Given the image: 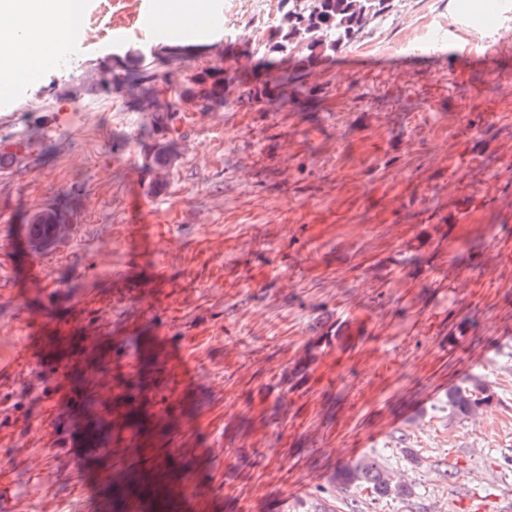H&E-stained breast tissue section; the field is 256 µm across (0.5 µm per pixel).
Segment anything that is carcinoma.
<instances>
[{
  "label": "carcinoma",
  "mask_w": 512,
  "mask_h": 512,
  "mask_svg": "<svg viewBox=\"0 0 512 512\" xmlns=\"http://www.w3.org/2000/svg\"><path fill=\"white\" fill-rule=\"evenodd\" d=\"M393 0H280L281 17L271 29L265 49L274 58L298 55L300 67L295 73H283L279 85L286 86L300 78L299 72H311L323 59L361 38L369 27L392 5ZM202 46L188 43L183 38L171 37L160 42L153 54L167 60L171 73L182 75L183 101L204 112L214 103L224 100L228 89L224 62L216 61L192 73H184L185 61L195 56ZM107 62L94 64L87 69L79 90L92 93L99 84V73L105 71ZM113 79L122 85L129 96L130 107L149 116L150 132H171L180 137L177 122L181 113L174 106L153 93L157 85L156 74L143 54L126 55L112 65ZM29 140L20 139L0 145V168L11 167L25 157ZM177 155L170 142L155 143L142 170L151 176L150 186L164 181ZM493 392L489 383L472 378L448 393V414L454 419L475 417L489 405ZM340 481L347 487L365 486L379 498L407 497L411 489L398 480L378 459H363L346 468Z\"/></svg>",
  "instance_id": "carcinoma-1"
}]
</instances>
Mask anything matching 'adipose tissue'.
I'll return each mask as SVG.
<instances>
[{
  "instance_id": "1",
  "label": "adipose tissue",
  "mask_w": 512,
  "mask_h": 512,
  "mask_svg": "<svg viewBox=\"0 0 512 512\" xmlns=\"http://www.w3.org/2000/svg\"><path fill=\"white\" fill-rule=\"evenodd\" d=\"M55 22L23 27L21 13L30 11L32 0H0V84L29 71L37 57L50 54L60 43L76 38L79 29L72 22L74 0H43Z\"/></svg>"
}]
</instances>
